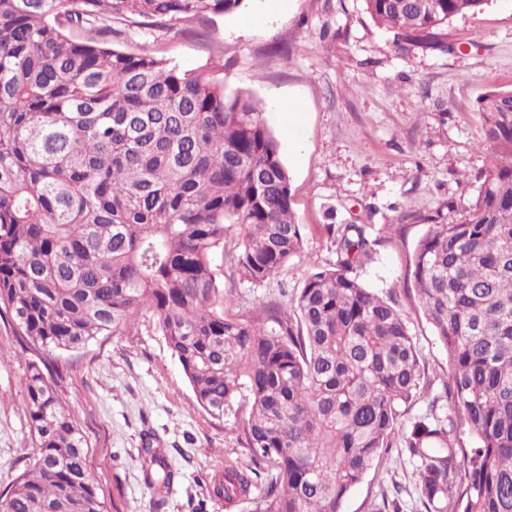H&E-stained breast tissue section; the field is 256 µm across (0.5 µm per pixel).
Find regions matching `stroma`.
<instances>
[{
    "instance_id": "obj_1",
    "label": "stroma",
    "mask_w": 512,
    "mask_h": 512,
    "mask_svg": "<svg viewBox=\"0 0 512 512\" xmlns=\"http://www.w3.org/2000/svg\"><path fill=\"white\" fill-rule=\"evenodd\" d=\"M113 26L125 30L117 45L129 52L198 72L223 64L226 93L252 95L280 143L303 250L260 286L225 268L234 311L252 315L269 301H292L309 274L336 261L327 225H365L377 245L355 274L393 295L432 392L442 394L448 354L423 316L409 263L428 218L458 219L477 192L486 155L477 102L512 88V0L454 17L443 47L407 53L363 0H283L275 10L267 0H245L240 14L211 17L197 34L162 36L120 19ZM289 100L300 112L282 111ZM30 358L0 321V492L35 453L24 405ZM60 361L58 389L85 435L110 512H249L247 500L213 495L225 467L245 466L247 452L198 405L151 312ZM148 437L177 473L159 497L139 455ZM416 484L415 462L391 449L343 512H375L386 499L400 512H424Z\"/></svg>"
}]
</instances>
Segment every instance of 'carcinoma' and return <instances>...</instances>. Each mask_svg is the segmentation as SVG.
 Returning a JSON list of instances; mask_svg holds the SVG:
<instances>
[{
  "label": "carcinoma",
  "instance_id": "carcinoma-1",
  "mask_svg": "<svg viewBox=\"0 0 512 512\" xmlns=\"http://www.w3.org/2000/svg\"><path fill=\"white\" fill-rule=\"evenodd\" d=\"M244 0H0V318L32 346L25 409L37 454L0 512H109L54 354L150 311L196 400L250 463L215 495L252 512H343L384 455L416 460L426 512H512V89L478 101L488 162L457 222L428 219L413 253L420 306L448 351L430 383L394 299L352 272L376 241L328 225L336 263L292 305L229 311V259L262 285L303 249L279 143L253 100L209 76L113 46L115 18L171 30ZM490 0H364L403 52L435 45ZM467 427L468 437L458 431ZM149 486L173 483L140 450Z\"/></svg>",
  "mask_w": 512,
  "mask_h": 512
}]
</instances>
